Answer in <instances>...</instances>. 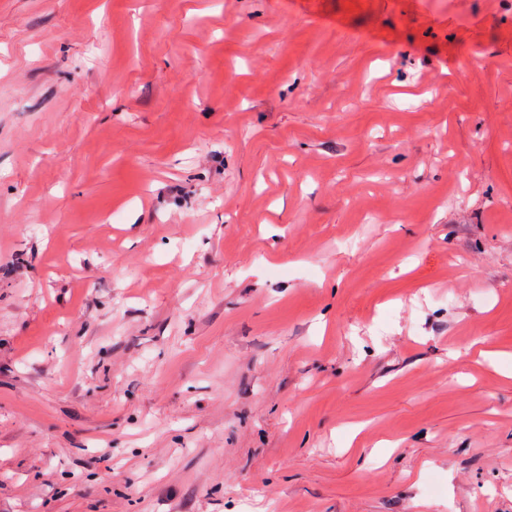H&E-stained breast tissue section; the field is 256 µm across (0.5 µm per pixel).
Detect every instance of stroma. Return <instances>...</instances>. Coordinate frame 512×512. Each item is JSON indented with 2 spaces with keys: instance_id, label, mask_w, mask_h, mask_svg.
<instances>
[{
  "instance_id": "1",
  "label": "stroma",
  "mask_w": 512,
  "mask_h": 512,
  "mask_svg": "<svg viewBox=\"0 0 512 512\" xmlns=\"http://www.w3.org/2000/svg\"><path fill=\"white\" fill-rule=\"evenodd\" d=\"M0 512H512V0H0Z\"/></svg>"
}]
</instances>
